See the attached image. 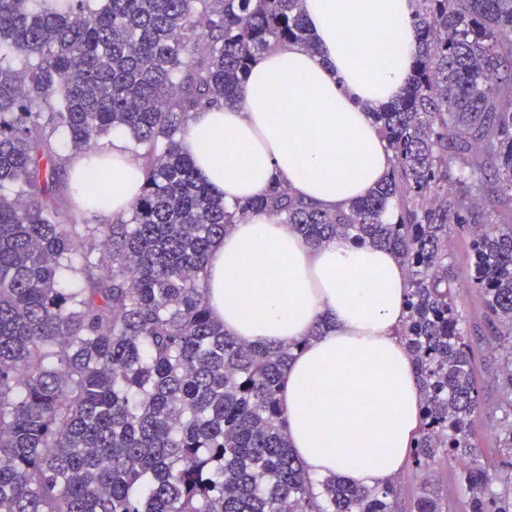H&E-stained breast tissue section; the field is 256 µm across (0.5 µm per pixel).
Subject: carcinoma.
Masks as SVG:
<instances>
[{
    "instance_id": "cac0c4a2",
    "label": "carcinoma",
    "mask_w": 512,
    "mask_h": 512,
    "mask_svg": "<svg viewBox=\"0 0 512 512\" xmlns=\"http://www.w3.org/2000/svg\"><path fill=\"white\" fill-rule=\"evenodd\" d=\"M87 2L0 0V512H395L392 483L312 482L278 404L293 349L241 342L211 315L208 252L262 210L311 245L398 256V336L423 395L412 463L443 450L465 512H512V0H416L414 75L371 112L390 172L336 212L279 184L228 207L181 140L196 112L242 102L257 56L314 46L301 0ZM115 129L144 176L128 219L58 220L42 201L54 175L79 155L100 192ZM454 230L483 297L475 332L498 358L489 458ZM415 512L442 503L422 487ZM469 237L465 233H455L450 241V249L454 253V263L458 278L464 282L470 275L472 256Z\"/></svg>"
}]
</instances>
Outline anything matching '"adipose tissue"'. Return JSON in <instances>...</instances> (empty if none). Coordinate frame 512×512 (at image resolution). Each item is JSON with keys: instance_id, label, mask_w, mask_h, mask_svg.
Returning a JSON list of instances; mask_svg holds the SVG:
<instances>
[{"instance_id": "ef3b65f1", "label": "adipose tissue", "mask_w": 512, "mask_h": 512, "mask_svg": "<svg viewBox=\"0 0 512 512\" xmlns=\"http://www.w3.org/2000/svg\"><path fill=\"white\" fill-rule=\"evenodd\" d=\"M313 47L284 44L253 64L237 105L194 114L184 144L227 204L274 185L325 211L366 196L392 154L371 109L401 96L419 41L415 0H303ZM84 161L71 172L82 208L127 217L143 183L121 133L112 135L108 204L87 200ZM205 296L228 335L296 345L279 407L310 477L387 484L420 427L421 393L397 330L409 284L390 250L335 239L313 247L294 225L258 211L217 241ZM326 333L312 337L319 320Z\"/></svg>"}]
</instances>
